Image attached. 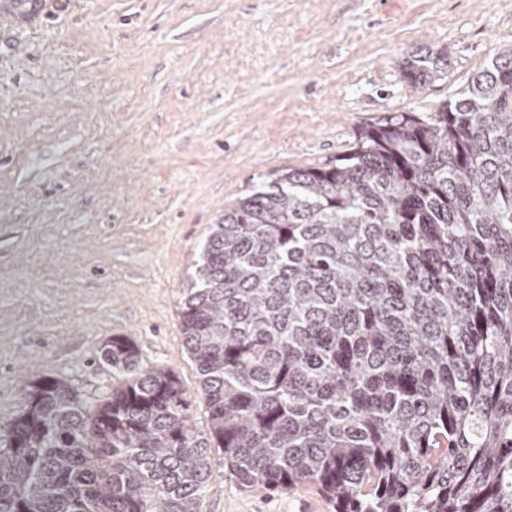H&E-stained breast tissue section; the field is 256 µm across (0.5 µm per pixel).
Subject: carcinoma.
Returning a JSON list of instances; mask_svg holds the SVG:
<instances>
[{"label": "carcinoma", "instance_id": "1", "mask_svg": "<svg viewBox=\"0 0 512 512\" xmlns=\"http://www.w3.org/2000/svg\"><path fill=\"white\" fill-rule=\"evenodd\" d=\"M441 57L406 61L408 86ZM180 327L209 417L114 337L90 406L30 384L0 448V512H204L214 464L331 512H512V45L428 117L224 212Z\"/></svg>", "mask_w": 512, "mask_h": 512}]
</instances>
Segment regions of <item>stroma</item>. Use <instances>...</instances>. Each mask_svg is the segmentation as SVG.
Here are the masks:
<instances>
[{
	"label": "stroma",
	"mask_w": 512,
	"mask_h": 512,
	"mask_svg": "<svg viewBox=\"0 0 512 512\" xmlns=\"http://www.w3.org/2000/svg\"><path fill=\"white\" fill-rule=\"evenodd\" d=\"M512 44V0H44L0 17V448L30 382L93 402L129 338L207 431L178 311L212 224L374 118L430 115ZM440 54L423 89L406 59ZM204 512H330L213 467Z\"/></svg>",
	"instance_id": "stroma-1"
}]
</instances>
